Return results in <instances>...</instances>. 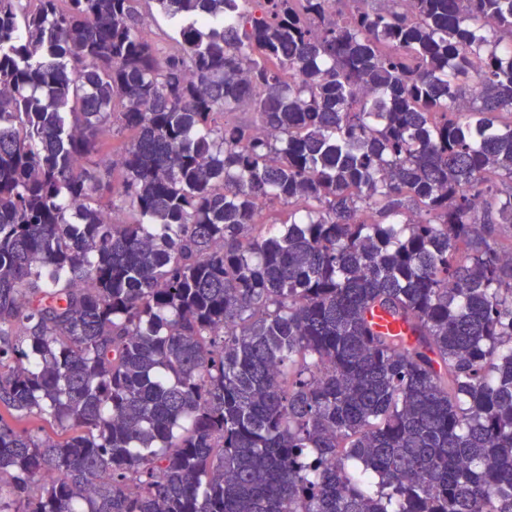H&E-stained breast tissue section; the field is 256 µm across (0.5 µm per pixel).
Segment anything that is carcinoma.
I'll list each match as a JSON object with an SVG mask.
<instances>
[{
  "instance_id": "cac0c4a2",
  "label": "carcinoma",
  "mask_w": 512,
  "mask_h": 512,
  "mask_svg": "<svg viewBox=\"0 0 512 512\" xmlns=\"http://www.w3.org/2000/svg\"><path fill=\"white\" fill-rule=\"evenodd\" d=\"M373 2L0 0V512H512V0Z\"/></svg>"
}]
</instances>
